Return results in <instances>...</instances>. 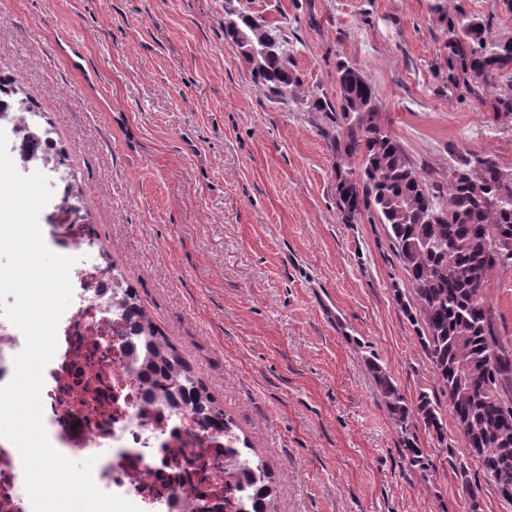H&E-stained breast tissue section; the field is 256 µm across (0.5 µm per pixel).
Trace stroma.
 Segmentation results:
<instances>
[{
	"label": "stroma",
	"instance_id": "35a3bbf8",
	"mask_svg": "<svg viewBox=\"0 0 512 512\" xmlns=\"http://www.w3.org/2000/svg\"><path fill=\"white\" fill-rule=\"evenodd\" d=\"M435 0H0V73L39 113L103 265L269 464L279 512H512L455 422L438 443L402 438L373 382L441 399L413 323L408 279L383 225L347 224L316 92L336 64L373 85L382 122L416 167L449 150L512 168V119L448 84ZM296 48L301 85L270 98L224 36L228 13ZM488 296L512 346V268ZM420 448L415 465L404 441Z\"/></svg>",
	"mask_w": 512,
	"mask_h": 512
}]
</instances>
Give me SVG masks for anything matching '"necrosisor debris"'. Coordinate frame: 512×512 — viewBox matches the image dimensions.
<instances>
[{
	"instance_id": "obj_1",
	"label": "necrosis or debris",
	"mask_w": 512,
	"mask_h": 512,
	"mask_svg": "<svg viewBox=\"0 0 512 512\" xmlns=\"http://www.w3.org/2000/svg\"><path fill=\"white\" fill-rule=\"evenodd\" d=\"M8 151L22 175L43 173L51 189L69 198L66 180L46 151L19 161L28 135L16 121H1ZM62 255L76 256L70 270L73 299L57 328V348L43 372V423L54 449L65 457H96L93 480L140 512H231L228 488L237 472L228 465L221 431L203 427L190 415L172 414L147 403L137 366L124 348L127 322L113 301L112 281L97 256L83 252L91 232L72 220ZM78 436H71L70 425ZM0 512H32L22 460L0 438Z\"/></svg>"
}]
</instances>
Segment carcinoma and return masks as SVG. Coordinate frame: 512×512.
Segmentation results:
<instances>
[{"label": "carcinoma", "mask_w": 512, "mask_h": 512, "mask_svg": "<svg viewBox=\"0 0 512 512\" xmlns=\"http://www.w3.org/2000/svg\"><path fill=\"white\" fill-rule=\"evenodd\" d=\"M434 11L446 24L448 82L490 90L480 104L497 117L512 118V89L495 92L502 78L512 83V38L492 37L495 14H470L460 4L449 13L442 3ZM251 73L271 98L301 85L295 60L282 48L266 53ZM17 94L11 79L0 77V96L10 98L0 113L14 112L30 128L29 116L37 111ZM312 107L328 120L325 135L335 157L342 219L352 224L365 214L384 226L408 276L411 299L400 306L409 317L419 312L420 344L448 399V411L486 480L512 504V348L498 336L487 296L491 272L512 268V169L488 154L452 151L448 179H430L382 125L371 84L344 61L336 66V99L323 93L312 98ZM119 307L130 324L126 339L138 349L134 360L149 384L147 399H160L171 411L185 406L202 425L224 432L225 451L242 472L238 512H278L268 463L236 434L224 409L131 289H121ZM370 370L401 433L420 420L439 443L445 442L441 407L425 394L408 402L383 367L373 363ZM459 476L468 512H480L465 468Z\"/></svg>", "instance_id": "cac0c4a2"}]
</instances>
